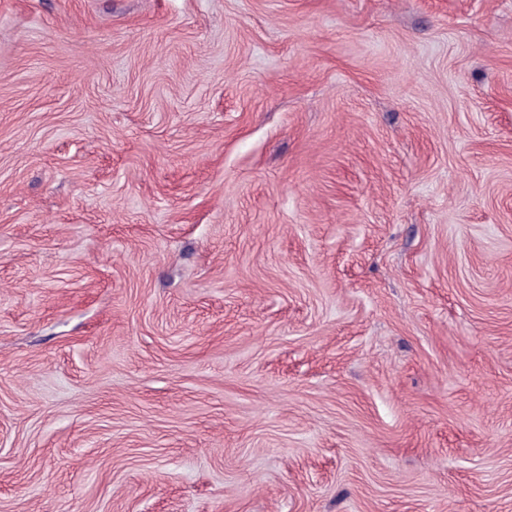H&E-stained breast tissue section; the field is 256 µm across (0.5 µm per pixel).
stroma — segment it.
Masks as SVG:
<instances>
[{"label": "stroma", "instance_id": "35a3bbf8", "mask_svg": "<svg viewBox=\"0 0 512 512\" xmlns=\"http://www.w3.org/2000/svg\"><path fill=\"white\" fill-rule=\"evenodd\" d=\"M0 512H512V0H0Z\"/></svg>", "mask_w": 512, "mask_h": 512}]
</instances>
